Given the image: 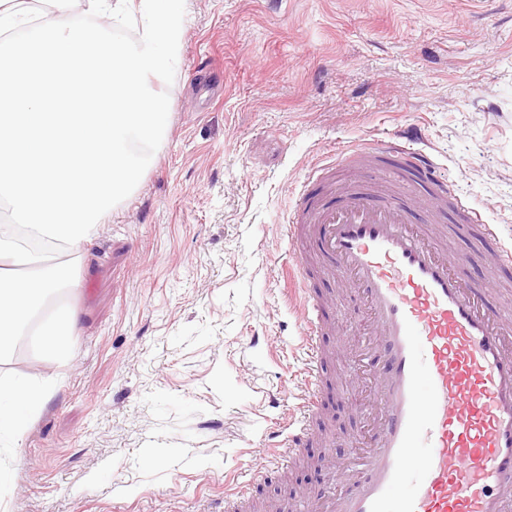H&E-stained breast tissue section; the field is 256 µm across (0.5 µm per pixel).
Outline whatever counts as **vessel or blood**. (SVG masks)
<instances>
[{
  "label": "vessel or blood",
  "instance_id": "obj_1",
  "mask_svg": "<svg viewBox=\"0 0 512 512\" xmlns=\"http://www.w3.org/2000/svg\"><path fill=\"white\" fill-rule=\"evenodd\" d=\"M339 164L407 174L414 198L350 185L338 204L312 205L314 184ZM437 213L496 235L423 150L363 140L310 171L283 226L295 243L310 234L330 273L354 287L371 334L342 393L354 398L361 370L371 372L377 443L342 473L340 491L325 492V512H512V313L489 302L491 279L468 276L472 258L434 229ZM283 275L303 296L311 386L271 446L279 462L313 434L325 356L317 339L343 325L326 320L303 253Z\"/></svg>",
  "mask_w": 512,
  "mask_h": 512
}]
</instances>
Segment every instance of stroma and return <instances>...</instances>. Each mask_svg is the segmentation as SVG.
Segmentation results:
<instances>
[{"label": "stroma", "mask_w": 512, "mask_h": 512, "mask_svg": "<svg viewBox=\"0 0 512 512\" xmlns=\"http://www.w3.org/2000/svg\"><path fill=\"white\" fill-rule=\"evenodd\" d=\"M153 84L169 126L78 250L71 357L0 364V377L58 382L24 436L0 442V512H239L225 486L306 392L282 226L345 146L420 133L496 227L463 246L512 245V0H185L175 80ZM366 419L325 384L302 464L244 502L288 512L321 492Z\"/></svg>", "instance_id": "obj_1"}]
</instances>
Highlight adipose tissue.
Wrapping results in <instances>:
<instances>
[{
	"mask_svg": "<svg viewBox=\"0 0 512 512\" xmlns=\"http://www.w3.org/2000/svg\"><path fill=\"white\" fill-rule=\"evenodd\" d=\"M55 385L0 377V435L21 438L43 411Z\"/></svg>",
	"mask_w": 512,
	"mask_h": 512,
	"instance_id": "ef3b65f1",
	"label": "adipose tissue"
}]
</instances>
